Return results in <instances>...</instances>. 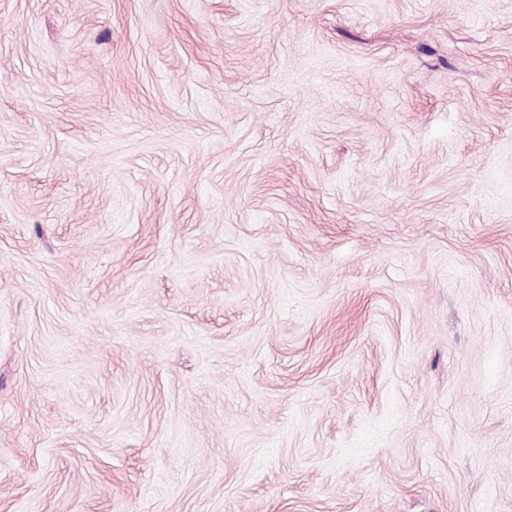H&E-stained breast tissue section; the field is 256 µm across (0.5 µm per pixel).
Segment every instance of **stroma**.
I'll return each mask as SVG.
<instances>
[{
	"mask_svg": "<svg viewBox=\"0 0 512 512\" xmlns=\"http://www.w3.org/2000/svg\"><path fill=\"white\" fill-rule=\"evenodd\" d=\"M0 512H512V0H0Z\"/></svg>",
	"mask_w": 512,
	"mask_h": 512,
	"instance_id": "35a3bbf8",
	"label": "stroma"
}]
</instances>
